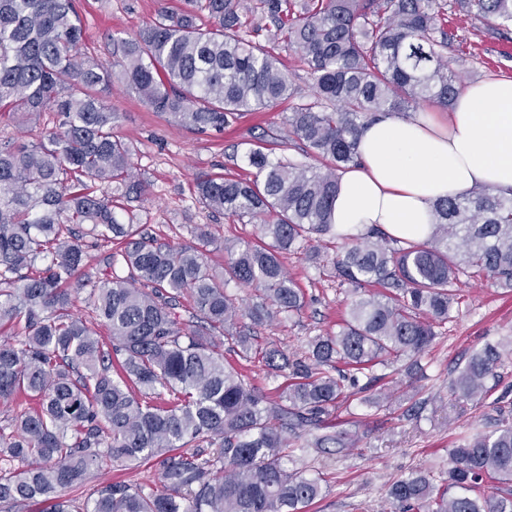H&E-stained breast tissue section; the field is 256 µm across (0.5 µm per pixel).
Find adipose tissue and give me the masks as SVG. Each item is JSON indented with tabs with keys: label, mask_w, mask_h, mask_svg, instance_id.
<instances>
[{
	"label": "adipose tissue",
	"mask_w": 512,
	"mask_h": 512,
	"mask_svg": "<svg viewBox=\"0 0 512 512\" xmlns=\"http://www.w3.org/2000/svg\"><path fill=\"white\" fill-rule=\"evenodd\" d=\"M359 155V164L339 178L337 231L375 227L422 242L432 231L437 200L479 187L512 191V79L469 84L441 116H380L364 128Z\"/></svg>",
	"instance_id": "adipose-tissue-1"
}]
</instances>
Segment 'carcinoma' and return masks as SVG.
<instances>
[{
  "instance_id": "1",
  "label": "carcinoma",
  "mask_w": 512,
  "mask_h": 512,
  "mask_svg": "<svg viewBox=\"0 0 512 512\" xmlns=\"http://www.w3.org/2000/svg\"><path fill=\"white\" fill-rule=\"evenodd\" d=\"M450 11L512 28V0H305L298 10L292 0H183L117 40V78L166 121L221 133L243 112L287 101L288 136L322 161L274 159L275 141L262 140L244 155L254 178L197 174L205 210L258 229L253 242H224L217 272L210 225L183 244L112 210V194L138 198L146 184L132 179L130 148L114 132L112 71L83 53L75 0H0V112L35 123L57 116L35 142L0 143V326L20 328L0 341V403L22 406L0 427V512L24 503L42 512H304L322 497V479L295 468L290 443L357 446L356 430L326 433L344 381L370 380L403 357L412 373L468 270L512 288V196L481 187L442 198L430 237L405 247L377 228L347 235L331 223L339 172L357 163L364 127L381 113L407 118L422 102L448 109L460 93L445 52L467 37L448 24ZM281 36L307 66L310 98L260 43ZM325 236L344 242L333 274L357 299L337 331L310 339V363L265 349L269 372L292 375L271 398L224 364V342L246 351L239 318L261 326L304 308L283 259ZM102 245L116 249L93 281L82 269ZM232 283L255 289L256 302L242 306ZM80 290L91 322L71 312ZM184 296L193 303L186 320ZM511 359L512 340L486 345L449 393L485 399ZM448 454L439 496L415 473L391 485L393 502L408 512H512L511 420ZM108 465L154 467L161 488L110 482L83 501L69 496ZM485 477L498 492L480 490Z\"/></svg>"
}]
</instances>
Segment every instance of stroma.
Returning a JSON list of instances; mask_svg holds the SVG:
<instances>
[{
    "instance_id": "35a3bbf8",
    "label": "stroma",
    "mask_w": 512,
    "mask_h": 512,
    "mask_svg": "<svg viewBox=\"0 0 512 512\" xmlns=\"http://www.w3.org/2000/svg\"><path fill=\"white\" fill-rule=\"evenodd\" d=\"M89 56L112 66L113 40L133 34L164 8L176 9L181 0H77ZM469 53L449 51L453 69L465 72L468 82L488 77L512 78V53L500 52L512 43V31L478 20ZM119 114L117 132L132 150V171L148 185L147 193L134 200L118 199V207L135 212L142 223L163 237L191 242L190 226L215 224L221 238L250 240L256 234L251 224H241L213 215L196 202L194 177L202 171L251 178L243 154L249 143L277 138L275 158L302 161L294 143L283 137L286 105L262 112H247L225 127L223 133L199 135L167 122L131 95L113 84L107 99ZM286 269L304 288L307 303L292 318L259 328L254 350L241 352L225 345L224 360L236 368L248 384L275 394L282 378L268 375L258 348L275 345L290 358L303 355L311 337L336 331L354 299L348 287L331 275L326 259L315 260L298 253L288 257ZM457 301L448 323L438 327L431 348L422 355L420 369L407 376L404 363L379 368L380 378L368 392H355L342 419L359 424L362 437L354 448H333L319 453H299L298 464L306 472H322L327 486L323 497L306 512H399L388 499L393 482L411 472L428 474L441 485L449 467L448 450L459 438L493 430L500 416L512 413V360L497 368L493 389L481 402L455 403L448 395V380L464 367L469 356L485 344L512 339V290L498 288L481 277H462ZM423 405V418L407 415L414 405ZM125 480L144 487L159 485L155 470L141 466H109L92 472L76 493L85 497L98 485Z\"/></svg>"
}]
</instances>
